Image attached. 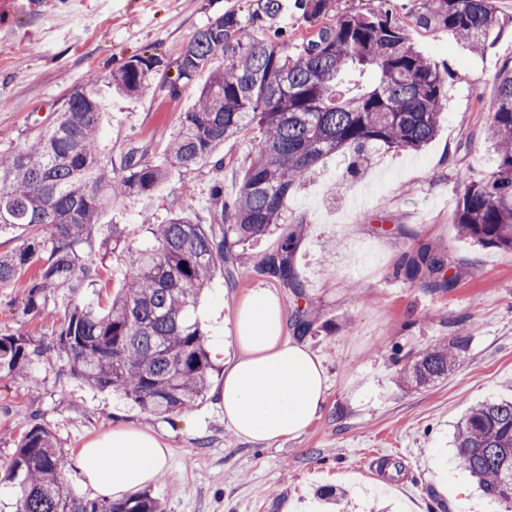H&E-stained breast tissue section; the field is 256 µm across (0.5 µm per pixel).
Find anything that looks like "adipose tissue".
<instances>
[{"label":"adipose tissue","mask_w":512,"mask_h":512,"mask_svg":"<svg viewBox=\"0 0 512 512\" xmlns=\"http://www.w3.org/2000/svg\"><path fill=\"white\" fill-rule=\"evenodd\" d=\"M237 358L224 370L217 397L235 434L272 442L302 433L318 417L328 389L321 359L286 332L283 303L252 289L236 308ZM169 449L150 429L122 422L87 441L74 466L95 498L116 501L152 483Z\"/></svg>","instance_id":"obj_1"}]
</instances>
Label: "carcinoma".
<instances>
[{
	"label": "carcinoma",
	"mask_w": 512,
	"mask_h": 512,
	"mask_svg": "<svg viewBox=\"0 0 512 512\" xmlns=\"http://www.w3.org/2000/svg\"><path fill=\"white\" fill-rule=\"evenodd\" d=\"M512 24L496 0H430L403 21L380 0L367 14L348 13L295 44L281 31H248L234 9L224 11L184 43L174 59V93L217 56L192 110L183 113L165 157L155 161L130 142L120 165L107 167L98 98L75 88L48 129L0 156V234L26 227L28 236L0 255V288L36 263L25 308L56 312L52 338L33 346L22 335L0 334V376L26 375L35 364L63 362L84 385L110 391L161 418L193 407L216 370L196 316L200 292L218 264L247 258L241 250L273 233L286 218L288 197L313 168L343 151L362 156L375 145L419 151L437 135L448 104L447 74L412 43L411 29L444 27L474 50ZM156 55L137 56L112 74L117 93L135 95L161 67ZM260 132L237 196L211 191L213 220L203 227L181 211L144 225L127 241L124 228L94 244L112 203L145 196L174 172L209 163L217 147L245 130ZM487 139L497 166L461 186L454 224L461 237L512 251V64L496 76L487 109ZM297 242L289 235L267 253L259 271L303 295L293 267ZM120 261L122 278L108 310L100 312L101 273ZM407 279L431 290L454 287L445 252L424 244L404 257ZM309 305L293 312V330L310 329ZM468 346L462 334L405 366L403 384L420 388L452 372ZM459 466L495 506L512 505V401H485L457 426ZM54 434L34 424L22 435L8 467L17 488L14 512H163L159 498L134 494L122 502H86L62 477Z\"/></svg>",
	"instance_id": "obj_1"
}]
</instances>
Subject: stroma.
<instances>
[{"mask_svg":"<svg viewBox=\"0 0 512 512\" xmlns=\"http://www.w3.org/2000/svg\"><path fill=\"white\" fill-rule=\"evenodd\" d=\"M258 0H0V154L23 146L31 130L49 126L67 93L81 88L104 101L103 145L119 159L130 141L161 160L209 78L199 72L178 95L150 86L134 97L113 95L109 83L131 57L155 54L171 64L176 49L199 28L237 9L250 21ZM274 24L289 39L311 37L337 15L377 9L378 0H326L308 15L300 0H281ZM415 46L450 68L448 110L436 138L422 151L374 146L353 165L350 152L320 162L288 199V220L252 243L233 275L216 269L200 296L198 315L217 366L208 392L192 409L166 421L46 367L32 377H0V512H13L16 491L6 483L18 438L40 424L55 436L67 465L64 478L91 499L73 465L89 438L119 421L151 427L171 453L152 492L165 512H507L492 508L452 448L455 425L479 402L512 397V252L459 238L453 224L460 186L493 169L485 115L498 70L512 60V25L474 53L444 28L416 30ZM258 131L216 150L211 165L176 174L149 195L117 204L106 220L139 240L145 219L169 211L211 221V188L222 182L235 197ZM192 196L179 192L182 181ZM298 240L294 269L311 301L312 330L303 341L322 358L329 389L317 419L302 434L273 443L246 442L224 423L217 392L237 349L232 340L238 302L267 288L292 316V289L260 275L262 257L282 237ZM460 262L445 292L397 275L406 252L423 244ZM26 269L0 288V334L48 340L49 316L25 312ZM468 330L469 346L454 372L409 389L399 370L421 353ZM333 490L331 500L321 492Z\"/></svg>","mask_w":512,"mask_h":512,"instance_id":"1","label":"stroma"}]
</instances>
